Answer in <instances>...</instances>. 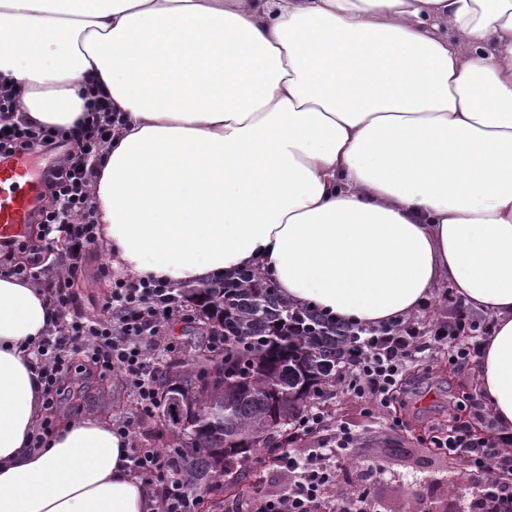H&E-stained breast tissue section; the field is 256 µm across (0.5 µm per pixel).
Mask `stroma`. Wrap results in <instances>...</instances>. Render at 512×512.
<instances>
[{
	"label": "stroma",
	"mask_w": 512,
	"mask_h": 512,
	"mask_svg": "<svg viewBox=\"0 0 512 512\" xmlns=\"http://www.w3.org/2000/svg\"><path fill=\"white\" fill-rule=\"evenodd\" d=\"M110 259L103 246L92 248L85 256L83 276L74 287L76 311L86 316L99 313L110 291V282L102 275ZM432 377L418 389L415 400L406 408L387 411L372 408L352 395L338 394L328 408L338 426L356 439L348 455L334 452L325 462L345 481L348 469L380 468L373 486L377 512H410L416 495H423L430 512H444L460 482H471L473 473L461 470L455 462L434 457L422 444L432 423L447 421L448 404L454 394L467 393L470 400L461 418L466 424L487 428L488 411L476 386L477 362L459 368L449 364L447 356H438ZM69 389L59 399L57 418L96 417L110 420L129 412L132 401L116 377L89 374L83 359H75L68 381ZM403 418L400 427L392 426V417Z\"/></svg>",
	"instance_id": "35a3bbf8"
}]
</instances>
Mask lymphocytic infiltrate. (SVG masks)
<instances>
[{
    "label": "lymphocytic infiltrate",
    "instance_id": "1",
    "mask_svg": "<svg viewBox=\"0 0 512 512\" xmlns=\"http://www.w3.org/2000/svg\"><path fill=\"white\" fill-rule=\"evenodd\" d=\"M88 115L71 138L79 155L43 172L42 190L54 204L39 208V233L31 250L33 260L10 266L11 274L38 279L45 269L41 254L62 252L67 265L64 281H48L46 295L57 313V321L45 336L33 344L31 352L41 375L44 416L32 437L40 448L54 435L51 414L63 380L76 355H84L103 375L119 378L133 400L130 415L116 419L117 434L134 437L139 422L153 414L158 401L155 386L157 362L154 350L175 353L176 346L166 336L171 318L185 309L172 286L153 280L135 283L117 278L99 314L88 318L73 309L72 288L82 275L87 249L97 245L94 224L95 204L88 186L96 176L95 166L105 145L112 139V108L98 90L88 92ZM58 141L56 135L29 124L22 114L13 86L0 83V161L22 155L45 153ZM488 321H477L461 308L438 320L428 331L415 323L397 320L365 329L357 338L350 361L339 368L330 393H347L372 406L390 407L403 385L407 363H414L416 378L429 375L432 365L419 362L427 350L450 349V360L468 364L481 353L480 336L490 334ZM432 455L455 461L466 470L485 474L486 482L472 494L475 512H505L512 507V485L502 483L497 471L512 467V437L493 432L477 435L454 423L438 427L429 438ZM266 462L285 471L291 483L275 495L255 494L243 502L226 504V512H371L372 485L376 470H368L356 486L337 487L335 477L317 452L295 448L260 454ZM131 474L142 483L156 486L160 512H198L206 486L183 481L169 450L135 448Z\"/></svg>",
    "mask_w": 512,
    "mask_h": 512
}]
</instances>
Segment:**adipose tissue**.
I'll return each instance as SVG.
<instances>
[{
  "instance_id": "1",
  "label": "adipose tissue",
  "mask_w": 512,
  "mask_h": 512,
  "mask_svg": "<svg viewBox=\"0 0 512 512\" xmlns=\"http://www.w3.org/2000/svg\"><path fill=\"white\" fill-rule=\"evenodd\" d=\"M72 131L118 121L90 185L131 281L257 271L378 327L449 281L490 313L476 383L512 429V0H0V81ZM55 312L0 274V512H158L110 422L43 405Z\"/></svg>"
}]
</instances>
